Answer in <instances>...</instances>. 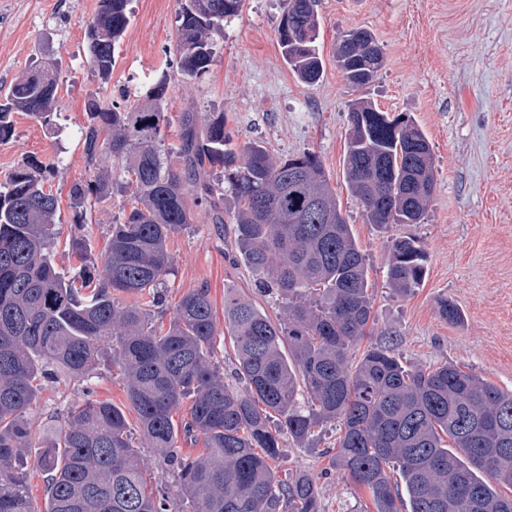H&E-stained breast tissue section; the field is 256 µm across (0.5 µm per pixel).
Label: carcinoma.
I'll list each match as a JSON object with an SVG mask.
<instances>
[{"label":"carcinoma","instance_id":"carcinoma-1","mask_svg":"<svg viewBox=\"0 0 512 512\" xmlns=\"http://www.w3.org/2000/svg\"><path fill=\"white\" fill-rule=\"evenodd\" d=\"M128 0H99L87 43L92 68L106 82L112 53L126 31ZM243 0H184L174 41L178 68L194 79L213 61L214 37L241 12ZM316 0H285L276 38L289 68L315 84L325 62L316 46ZM333 61L345 81L362 88L384 56L376 37L352 29L337 39ZM57 72L41 70L0 97V143L14 115L50 125ZM165 84L116 103L91 97L80 140L89 165L102 153L122 175L105 172L74 183L69 275L53 257L59 201L45 188L54 168L24 160L0 183V512H33L24 465L36 449L47 475V512H321L316 480L299 470L280 479L272 463L284 437L309 444L315 427L339 423L336 462L370 492L376 512H512V392L454 364L408 369L382 343L352 360L369 334L372 294L365 256L340 213L322 162L313 154L277 163L257 142L231 147L224 113L198 129L180 117L173 151L183 168L167 165L164 140L171 118ZM344 161L349 192L369 224H419L432 204L434 156L419 125L393 118L362 98L351 101ZM224 167L232 197L218 224H235V243L260 284L285 300L286 316L271 319L231 288L224 291V326L238 366L236 387L213 361L217 335L210 292L184 294L168 328L151 326L172 257L167 240L192 223L188 197L212 201L200 179L205 162ZM130 192L129 211L112 225L104 254L88 255L87 213ZM390 288L407 294L426 276V253L414 238L389 245ZM451 323L464 314L440 302ZM125 376L140 439L169 466L175 496L146 491L139 448L123 409L87 399L67 411L61 429L38 436L29 411L41 385L61 376L88 381L102 358ZM191 401L189 418L174 415ZM203 452L181 457L180 438ZM399 471L392 482L388 469Z\"/></svg>","mask_w":512,"mask_h":512}]
</instances>
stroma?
I'll list each match as a JSON object with an SVG mask.
<instances>
[{
	"mask_svg": "<svg viewBox=\"0 0 512 512\" xmlns=\"http://www.w3.org/2000/svg\"><path fill=\"white\" fill-rule=\"evenodd\" d=\"M99 0H0V87L47 62L59 63L58 107L52 127L17 116L15 135L0 144V181L26 158L57 162L50 182L60 202L54 249L60 268L71 269L73 223L68 190L95 171H112L103 155L97 170L85 162L79 129L91 93L120 98L145 94L165 80V108L176 142L179 116L223 113L237 143L261 142L273 160L316 154L336 190L340 209L366 258L373 293L371 342L391 343L408 367L445 362L512 391V0H317V44L326 61L322 79L308 85L289 69L276 41L283 0H245L239 16L214 40V58L200 78L180 74L168 49L174 44L180 0H128L130 24L116 43L112 76L101 82L90 68L88 24ZM365 29L382 47L384 65L360 92H352L330 61L338 35ZM374 102L389 116L407 113L424 131L435 159L433 203L424 222L368 224L344 181L348 105ZM130 196L113 192L97 205L87 226L91 258H99ZM173 234V270L155 324H168L187 291L206 288L216 316L224 291L283 316L278 298L259 292L255 276L234 244V229L212 219L209 204ZM417 239L427 276L400 295L387 284L391 239ZM464 313L462 323L440 317L442 299ZM107 400L135 421L119 369L100 363L91 383H45L33 410L34 427H60V416L86 398ZM339 429L318 428L309 447L284 440L278 475L309 472L317 481L322 512H375L369 492L336 463Z\"/></svg>",
	"mask_w": 512,
	"mask_h": 512,
	"instance_id": "1",
	"label": "stroma"
}]
</instances>
